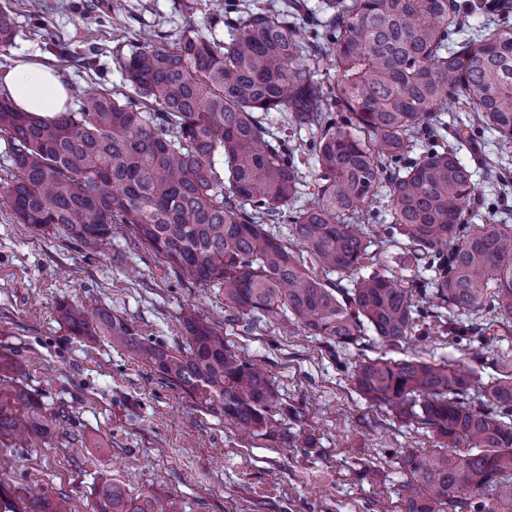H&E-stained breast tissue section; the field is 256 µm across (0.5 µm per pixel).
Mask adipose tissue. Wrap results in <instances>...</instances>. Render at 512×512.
I'll return each mask as SVG.
<instances>
[{
	"instance_id": "1",
	"label": "adipose tissue",
	"mask_w": 512,
	"mask_h": 512,
	"mask_svg": "<svg viewBox=\"0 0 512 512\" xmlns=\"http://www.w3.org/2000/svg\"><path fill=\"white\" fill-rule=\"evenodd\" d=\"M0 92L22 111L51 119L65 111L68 91L59 77L44 64L22 59L0 79Z\"/></svg>"
}]
</instances>
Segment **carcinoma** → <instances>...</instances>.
Here are the masks:
<instances>
[{
    "instance_id": "1",
    "label": "carcinoma",
    "mask_w": 512,
    "mask_h": 512,
    "mask_svg": "<svg viewBox=\"0 0 512 512\" xmlns=\"http://www.w3.org/2000/svg\"><path fill=\"white\" fill-rule=\"evenodd\" d=\"M91 8L96 22L119 24L106 0ZM470 9L501 25L456 39L457 0H323L322 18L305 0L277 9L224 0L208 36L185 19L167 48L131 44L117 58L125 92L94 88L53 119L0 96V134L12 147L0 197L17 223L60 230L92 255L122 224L182 280L224 289L229 324L282 315L333 354L358 352L353 380L364 399L436 439L428 453L400 455L398 512H492L485 491L512 471L511 377L480 391L471 370L448 361L365 356L418 327L446 328L470 350L512 331V222L470 223L482 202L472 165L506 182L475 130L496 133L498 154L512 152V0ZM222 22L234 29L226 41L215 34ZM14 37L1 5L0 51ZM45 49L85 73L103 51L95 42ZM283 111L288 126L266 121ZM441 112H465L469 123L451 130ZM288 129L310 138L294 148ZM301 154L316 172L309 200ZM383 215L391 222L376 225ZM385 240L400 246L409 278L377 269ZM56 311L73 335L108 337L242 431L273 435L276 418L297 415L266 370L192 311L181 349L105 308L61 301ZM53 420L24 384L23 364L0 353V443L47 438ZM462 445L469 451L452 453ZM98 507L165 512L110 481ZM24 509L70 512L64 495Z\"/></svg>"
}]
</instances>
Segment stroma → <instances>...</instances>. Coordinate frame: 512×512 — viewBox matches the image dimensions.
<instances>
[{
	"label": "stroma",
	"mask_w": 512,
	"mask_h": 512,
	"mask_svg": "<svg viewBox=\"0 0 512 512\" xmlns=\"http://www.w3.org/2000/svg\"><path fill=\"white\" fill-rule=\"evenodd\" d=\"M8 2L18 35L0 55V75L29 58L86 86L87 76L59 63L31 33V13L45 12L59 43L96 35L109 51L101 79L120 91L125 84L111 53L126 51L130 34L170 30L174 0H114L120 30L91 21L84 0ZM63 300L90 312L109 308L171 345L185 338L184 312L198 311L218 326L230 314L223 291L181 281L151 251L134 247L124 227L113 230L109 250L90 255L64 234L17 223L0 205V351L19 355L28 387L60 417L48 443L0 447V512L45 491L67 496L72 512H97L107 478L131 496L163 497L169 512H398L404 475L390 449L435 445L430 432L359 395L356 355L335 362L322 341L272 321L250 331L227 328L226 339L267 370L304 418L289 420L282 436L241 435L107 337L71 334L56 313ZM403 352L420 361L472 360L440 336L415 339ZM480 362V383L512 375V335L485 347ZM383 489L389 495L382 501Z\"/></svg>",
	"instance_id": "obj_1"
}]
</instances>
